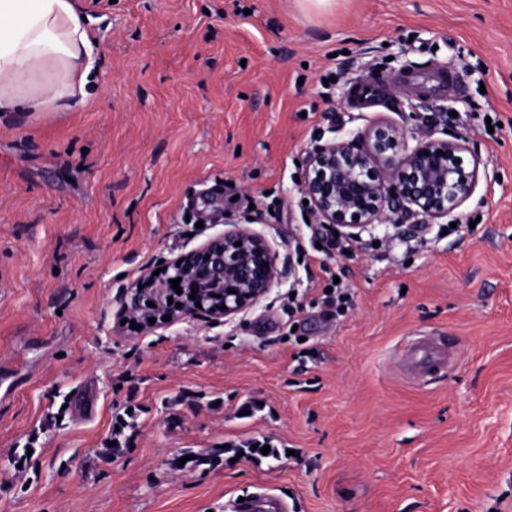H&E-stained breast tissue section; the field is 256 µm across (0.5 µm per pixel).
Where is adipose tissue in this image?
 Segmentation results:
<instances>
[{
  "label": "adipose tissue",
  "mask_w": 512,
  "mask_h": 512,
  "mask_svg": "<svg viewBox=\"0 0 512 512\" xmlns=\"http://www.w3.org/2000/svg\"><path fill=\"white\" fill-rule=\"evenodd\" d=\"M73 0H0V112L84 106L98 52Z\"/></svg>",
  "instance_id": "obj_1"
}]
</instances>
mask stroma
<instances>
[{
	"mask_svg": "<svg viewBox=\"0 0 512 512\" xmlns=\"http://www.w3.org/2000/svg\"><path fill=\"white\" fill-rule=\"evenodd\" d=\"M77 5L99 50L90 101L0 113V512H232L263 492L265 512H512V0ZM435 69L456 95L400 97L401 75ZM376 72L383 96L351 109ZM425 117L491 182L453 219L322 251L308 151ZM217 206L225 223L200 225ZM255 211L285 271L256 305L120 325L144 271ZM412 336L453 362L410 378L393 352Z\"/></svg>",
	"mask_w": 512,
	"mask_h": 512,
	"instance_id": "1",
	"label": "stroma"
}]
</instances>
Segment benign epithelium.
<instances>
[{
  "label": "benign epithelium",
  "mask_w": 512,
  "mask_h": 512,
  "mask_svg": "<svg viewBox=\"0 0 512 512\" xmlns=\"http://www.w3.org/2000/svg\"><path fill=\"white\" fill-rule=\"evenodd\" d=\"M466 152L458 138L439 139L430 132L409 136L395 124L376 123L361 136L309 151L303 192L319 223L340 237H359L375 222L395 216L440 219L472 197L479 177H489L474 154L471 170L465 169ZM282 275L269 242L239 226L181 254L165 278L144 275L123 290L119 304L148 330L186 319L227 321L257 304ZM176 278L182 293L174 297L170 280Z\"/></svg>",
  "instance_id": "obj_1"
}]
</instances>
